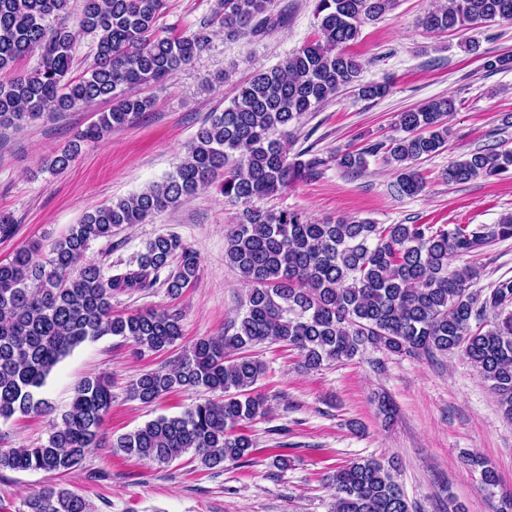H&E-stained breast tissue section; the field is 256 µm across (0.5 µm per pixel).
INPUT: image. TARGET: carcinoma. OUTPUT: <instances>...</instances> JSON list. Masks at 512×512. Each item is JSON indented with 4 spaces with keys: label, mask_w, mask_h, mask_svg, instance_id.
I'll use <instances>...</instances> for the list:
<instances>
[{
    "label": "carcinoma",
    "mask_w": 512,
    "mask_h": 512,
    "mask_svg": "<svg viewBox=\"0 0 512 512\" xmlns=\"http://www.w3.org/2000/svg\"><path fill=\"white\" fill-rule=\"evenodd\" d=\"M70 0H0V125H18L46 112H68L96 101L109 111L63 147L50 168L76 160L81 142L98 141L137 120L151 101L134 89L172 76L206 48L204 29L187 35L156 34L165 0H81L79 27L95 36L93 63L77 80L69 77L75 35L47 19L69 13ZM273 0H216L211 21L230 38L284 25ZM393 0H315L320 38L277 66L256 73L221 112H214L188 143L185 156L163 181L85 214L45 260L36 246L22 247L0 262V420L16 413L47 414L37 397L52 369L75 347L100 336H119L139 352L164 353L182 338L181 316L168 309L112 314V293L144 291L159 273L167 295L180 296L197 277L199 258L173 235L150 240L138 265L104 275L85 258L89 243L110 238L124 224H143L173 209L222 177L224 196L244 205L227 232L224 260L249 289L224 333L198 338L166 368L146 371L128 387L131 398L153 403L175 391L214 394L177 416H160L119 436L112 447L138 459L170 464L193 451L213 469L245 464L257 451L246 423L268 413L254 393L265 372L251 349L284 343L298 350L308 369L353 359L371 345L391 353L463 352L512 420V279L484 294L475 288L481 270L464 257L496 240L512 238V216L470 229L456 225L373 224L338 218L312 222L301 214L265 210L256 202L315 174L321 161L288 155L286 137L308 112L343 87L365 100L381 98L384 84L359 83V60L347 51L361 27L385 16ZM512 21V0H445L421 19L430 32ZM32 72H14L34 52ZM451 99H432L399 114L404 135L387 146L336 153L338 166L357 171L366 155L386 148L398 172L397 190L424 189L416 162L448 141L445 116ZM512 172V150L476 151L448 166L450 183L495 178ZM460 265L451 267L452 262ZM112 405L109 383L87 377L68 411L36 447L0 448V470L64 474L102 446L100 428ZM334 489L331 512H410L391 470L375 459L354 461L328 473ZM25 512H92L76 492L49 485L24 501Z\"/></svg>",
    "instance_id": "cac0c4a2"
}]
</instances>
